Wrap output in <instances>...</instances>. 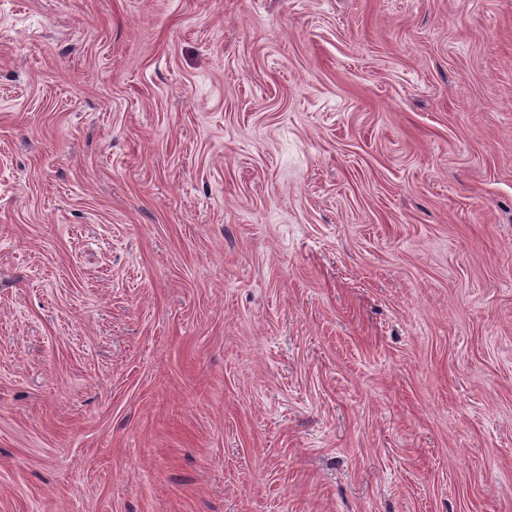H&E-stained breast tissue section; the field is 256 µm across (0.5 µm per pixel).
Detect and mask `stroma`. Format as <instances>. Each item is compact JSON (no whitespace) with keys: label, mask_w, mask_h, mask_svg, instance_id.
<instances>
[{"label":"stroma","mask_w":512,"mask_h":512,"mask_svg":"<svg viewBox=\"0 0 512 512\" xmlns=\"http://www.w3.org/2000/svg\"><path fill=\"white\" fill-rule=\"evenodd\" d=\"M0 512H512V0H0Z\"/></svg>","instance_id":"stroma-1"}]
</instances>
